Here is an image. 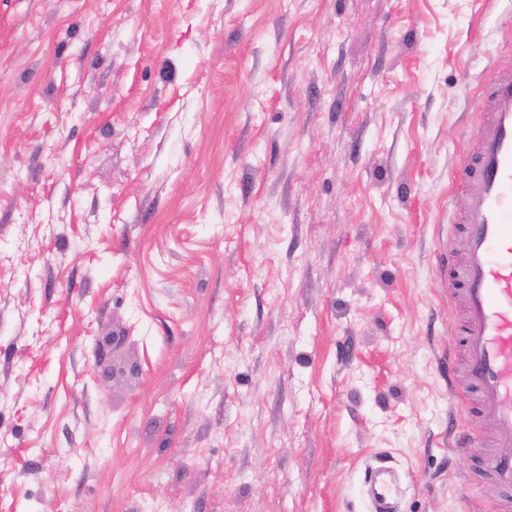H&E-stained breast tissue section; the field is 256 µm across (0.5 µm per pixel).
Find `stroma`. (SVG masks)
<instances>
[{
    "label": "stroma",
    "instance_id": "stroma-1",
    "mask_svg": "<svg viewBox=\"0 0 512 512\" xmlns=\"http://www.w3.org/2000/svg\"><path fill=\"white\" fill-rule=\"evenodd\" d=\"M500 70L512 0H0V512H370L381 458L501 512L447 263Z\"/></svg>",
    "mask_w": 512,
    "mask_h": 512
}]
</instances>
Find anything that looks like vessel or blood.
<instances>
[{"label": "vessel or blood", "mask_w": 512, "mask_h": 512, "mask_svg": "<svg viewBox=\"0 0 512 512\" xmlns=\"http://www.w3.org/2000/svg\"><path fill=\"white\" fill-rule=\"evenodd\" d=\"M472 155L454 173L459 220L453 234L462 253L448 255V283L463 303L455 334L469 382L472 415L491 432L489 447L473 449L468 435L456 446L474 450L478 467L512 507V72H496L480 102ZM372 512H397L401 486L390 466L366 471Z\"/></svg>", "instance_id": "1"}]
</instances>
